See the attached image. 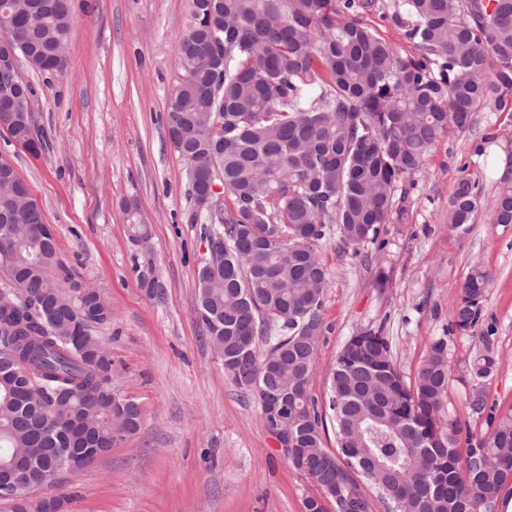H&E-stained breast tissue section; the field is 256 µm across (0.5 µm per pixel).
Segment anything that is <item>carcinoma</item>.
Returning <instances> with one entry per match:
<instances>
[{"instance_id":"carcinoma-1","label":"carcinoma","mask_w":512,"mask_h":512,"mask_svg":"<svg viewBox=\"0 0 512 512\" xmlns=\"http://www.w3.org/2000/svg\"><path fill=\"white\" fill-rule=\"evenodd\" d=\"M377 8L378 0H216L205 37L199 0H189L165 124L179 156L210 167L224 185L221 210L198 207L222 270L198 271L199 315L239 387L260 399L271 379L287 388L288 413L274 418L263 409L264 425L288 429V463L336 512H372L360 476L392 512H497L512 480V416L490 413L489 434L459 438L457 422L445 418L446 339L433 343L408 383L389 338L370 329L336 356L328 417L309 395L328 288L320 242L335 233L344 246H362L381 225L405 223L399 184L421 171L435 145L452 132H475L479 112L512 114V0H394L391 18L416 48L411 57L364 23ZM71 19L72 0H48L27 67L56 71ZM491 152L498 167L489 223L512 224V138L481 134L472 155ZM468 168L458 169L449 201L453 228L474 223L484 200L483 179ZM24 186L17 176L0 177V213L24 208ZM123 210L130 239L148 238L137 201ZM1 266L29 298L0 310V461L40 427L41 405L18 396L5 371L14 357L29 366L47 404L79 417L93 403L90 431L102 444L119 428L137 432V402L120 408L102 393L101 366L112 364L111 353L91 362L63 324L70 304L94 325L112 309L99 291L76 298L77 282L50 277L60 261L42 218L17 217L12 240L0 246ZM491 280L484 268L471 269L451 327H479ZM496 366L491 333H483L470 364L476 414L486 411L483 383ZM327 418L335 455L323 447Z\"/></svg>"}]
</instances>
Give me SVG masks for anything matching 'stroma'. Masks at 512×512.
<instances>
[{"label": "stroma", "mask_w": 512, "mask_h": 512, "mask_svg": "<svg viewBox=\"0 0 512 512\" xmlns=\"http://www.w3.org/2000/svg\"><path fill=\"white\" fill-rule=\"evenodd\" d=\"M188 0H74L63 72L22 69L30 112L45 143L33 154L0 132V159L26 182L50 224L72 279L112 307L96 325L112 353V386L143 411L140 429L78 473L59 472L42 493L65 512H304L316 487L292 468L266 429L258 397L224 371L199 317L197 273L205 256L186 163L171 146L165 112L176 79L177 38ZM474 138L455 134L430 152L405 185L408 218L353 249L322 241L328 270L325 329L309 394L329 396L330 368L355 332L382 328L406 380L439 338L448 340V413L461 436L489 427L466 398L474 339L451 331L449 311L470 269L489 271L485 324L497 367L484 386L496 415L512 414V224L479 214L468 230L448 226L461 166L491 174L494 156L472 158ZM137 200L151 228L134 246L122 212ZM158 287L146 293L140 271Z\"/></svg>", "instance_id": "35a3bbf8"}]
</instances>
